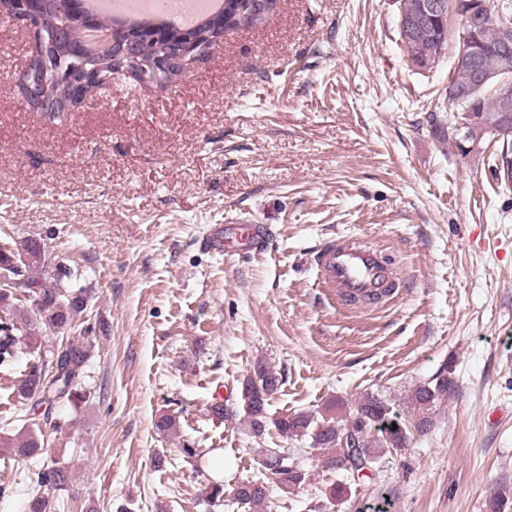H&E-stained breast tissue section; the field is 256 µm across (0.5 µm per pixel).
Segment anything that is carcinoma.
Segmentation results:
<instances>
[{"instance_id": "obj_1", "label": "carcinoma", "mask_w": 512, "mask_h": 512, "mask_svg": "<svg viewBox=\"0 0 512 512\" xmlns=\"http://www.w3.org/2000/svg\"><path fill=\"white\" fill-rule=\"evenodd\" d=\"M81 2L51 0L44 9L45 59L31 75L30 82L49 95L64 87L60 81L63 73L78 75L95 65L104 73H112V51L89 45L87 23L103 30L113 28L116 21L92 16L80 8ZM449 17V10H444L436 25V39L443 41L446 49L454 46L461 37V28L448 23ZM210 24L211 21L204 20L190 29H165L130 23L121 32L139 36L140 41L133 52L141 59H149L160 49L172 55L179 53L186 38L208 31ZM434 40L420 45L421 57L431 58ZM498 64V53L489 52L471 69L454 72L449 85L462 91L481 73L495 70ZM43 251L44 245L34 238L24 239L12 249H0V271L14 273L23 279L20 288H0V370H11L24 352L31 356L14 391L29 406V415L47 418L56 404L65 403L77 412L96 398L95 387L86 382V370L94 357L95 345L62 340L46 344L45 331L72 328L87 322L84 312L91 295L87 288L63 287L72 276L65 266L56 265V273L48 280L43 278ZM452 374L449 365L432 381L416 387L412 401L419 414L413 421L394 412L388 402L369 395L344 417L336 416V406L329 405L318 415L295 413L271 421L268 402L280 380L276 372L262 362L257 363L241 383V400L255 436H262L272 425L282 434L308 439L312 448L328 450L323 466L329 470L345 468L343 438L360 434L363 456L354 458L353 466L358 472L371 471L387 451L405 449L411 429L419 430L429 425L428 412L448 394L453 384ZM0 447L22 459L38 458L47 453L43 435L33 429L17 437L1 436ZM261 453L268 476L262 481L251 480L236 487L234 498L241 504L253 507L264 504L270 480L292 491L306 480L289 449L264 448ZM33 475V484L48 491L64 490L70 481L69 469L54 460L33 471Z\"/></svg>"}]
</instances>
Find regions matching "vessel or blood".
<instances>
[{
	"mask_svg": "<svg viewBox=\"0 0 512 512\" xmlns=\"http://www.w3.org/2000/svg\"><path fill=\"white\" fill-rule=\"evenodd\" d=\"M258 236L255 228L238 233L217 230L206 237L204 246L220 253L232 248L246 251ZM312 263L326 295L346 307H370L398 291L396 274L379 249L349 237L328 239L313 252Z\"/></svg>",
	"mask_w": 512,
	"mask_h": 512,
	"instance_id": "obj_1",
	"label": "vessel or blood"
}]
</instances>
